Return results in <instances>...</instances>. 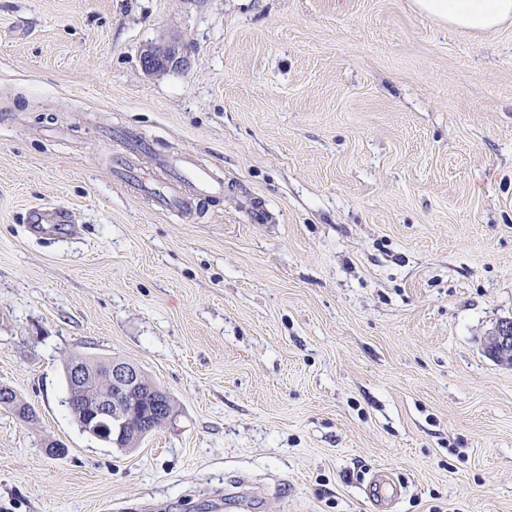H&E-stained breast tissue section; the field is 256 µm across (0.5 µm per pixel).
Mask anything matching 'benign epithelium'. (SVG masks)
Instances as JSON below:
<instances>
[{
    "instance_id": "obj_1",
    "label": "benign epithelium",
    "mask_w": 512,
    "mask_h": 512,
    "mask_svg": "<svg viewBox=\"0 0 512 512\" xmlns=\"http://www.w3.org/2000/svg\"><path fill=\"white\" fill-rule=\"evenodd\" d=\"M142 64L156 73L190 64L188 49L173 42L145 46ZM487 354L501 365H512V320L500 321L485 338ZM69 384L88 393L85 428L105 442L117 436L144 438L153 428L154 413L164 411L167 394L144 377L141 369L121 359L109 362L103 371L73 363Z\"/></svg>"
}]
</instances>
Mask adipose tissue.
<instances>
[{
    "instance_id": "adipose-tissue-1",
    "label": "adipose tissue",
    "mask_w": 512,
    "mask_h": 512,
    "mask_svg": "<svg viewBox=\"0 0 512 512\" xmlns=\"http://www.w3.org/2000/svg\"><path fill=\"white\" fill-rule=\"evenodd\" d=\"M417 12L437 24L489 32L512 20V0H413Z\"/></svg>"
}]
</instances>
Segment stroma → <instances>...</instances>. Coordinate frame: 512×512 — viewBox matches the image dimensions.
Here are the masks:
<instances>
[{"label": "stroma", "mask_w": 512, "mask_h": 512, "mask_svg": "<svg viewBox=\"0 0 512 512\" xmlns=\"http://www.w3.org/2000/svg\"><path fill=\"white\" fill-rule=\"evenodd\" d=\"M170 36L190 67L147 73ZM176 156L223 195L162 211L112 167L166 183ZM510 318L512 22L0 0V384L37 412L0 408V512H381L379 469L390 512H512V367L484 346ZM72 355L137 364L176 415L132 450L82 432Z\"/></svg>", "instance_id": "1"}]
</instances>
